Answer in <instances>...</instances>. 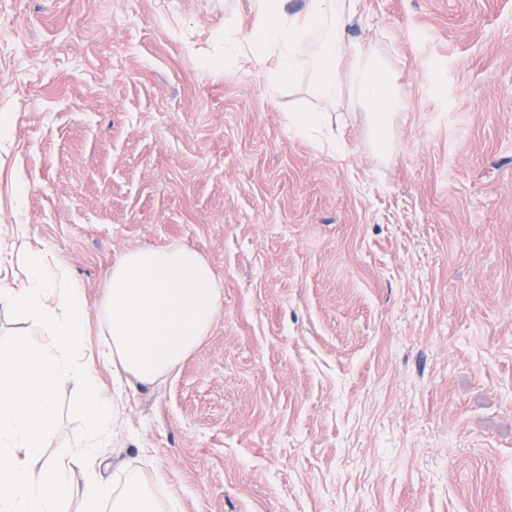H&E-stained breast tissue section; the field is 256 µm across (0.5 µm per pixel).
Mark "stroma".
Wrapping results in <instances>:
<instances>
[{"label": "stroma", "mask_w": 512, "mask_h": 512, "mask_svg": "<svg viewBox=\"0 0 512 512\" xmlns=\"http://www.w3.org/2000/svg\"><path fill=\"white\" fill-rule=\"evenodd\" d=\"M251 0H0V249L24 234L96 305L185 244L224 308L171 374L117 382L116 491L177 512H512V0H361L405 109L224 65ZM325 112L341 151L288 130ZM46 455L84 434L57 393Z\"/></svg>", "instance_id": "obj_1"}]
</instances>
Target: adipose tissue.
<instances>
[{"mask_svg":"<svg viewBox=\"0 0 512 512\" xmlns=\"http://www.w3.org/2000/svg\"><path fill=\"white\" fill-rule=\"evenodd\" d=\"M358 0H309L303 14H288L278 0H252L251 38L257 56L230 46L225 64L260 66L271 85L290 76L300 56L315 49L316 90L348 98L368 112L376 146L389 151V126L403 102L390 73L361 43L351 40ZM14 267L0 280V306L24 324L20 338L0 341V512H67L72 499L83 512H163L148 489L122 493L95 471L97 450L112 425V397L103 391L95 361L80 360L91 333L105 336L99 358L119 365L129 380L147 384L170 373L209 334L223 306L210 264L185 245L140 246L126 251L107 277L97 305L98 324L87 320L84 289L55 258L23 242L0 251ZM98 358V359H99ZM80 390L84 437L52 456L43 448L58 423L56 391L62 382Z\"/></svg>","mask_w":512,"mask_h":512,"instance_id":"obj_1","label":"adipose tissue"}]
</instances>
